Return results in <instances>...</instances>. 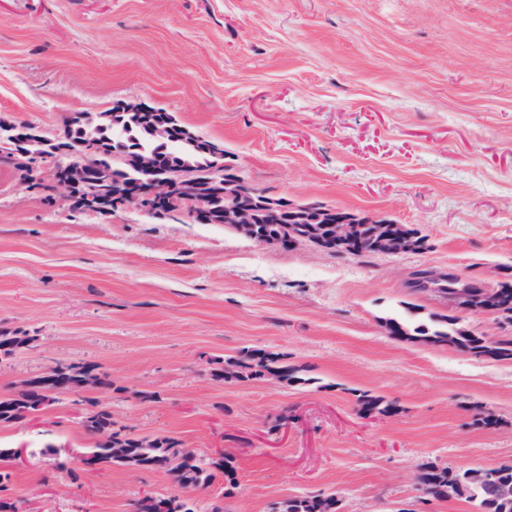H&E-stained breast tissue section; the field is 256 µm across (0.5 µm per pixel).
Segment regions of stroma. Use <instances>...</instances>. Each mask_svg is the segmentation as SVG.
Instances as JSON below:
<instances>
[{
	"label": "stroma",
	"instance_id": "stroma-1",
	"mask_svg": "<svg viewBox=\"0 0 512 512\" xmlns=\"http://www.w3.org/2000/svg\"><path fill=\"white\" fill-rule=\"evenodd\" d=\"M173 113L269 196L414 229L425 248L361 265L310 242L261 246L221 224L101 216L30 191L0 164V397L56 365L112 387L0 423L16 512H134L164 471L101 463L83 421L211 457L195 512H272L335 495L340 512H415L413 477L512 464V358L418 336L442 320L512 336L414 288L422 268L493 287L512 266V0H0V120L55 137L114 104ZM296 368L249 377L245 351ZM367 391L395 412H358ZM60 454L48 453V446Z\"/></svg>",
	"mask_w": 512,
	"mask_h": 512
}]
</instances>
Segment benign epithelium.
<instances>
[{
	"label": "benign epithelium",
	"instance_id": "benign-epithelium-1",
	"mask_svg": "<svg viewBox=\"0 0 512 512\" xmlns=\"http://www.w3.org/2000/svg\"><path fill=\"white\" fill-rule=\"evenodd\" d=\"M112 111L134 112L144 123L153 125L154 137L166 142L172 137L201 146V150L217 158L210 167L214 178L203 182L193 166L185 164L168 170L155 154L133 156L138 177L129 180L112 174L111 164L99 159L103 151L94 143L85 148L79 157L86 161H71L61 165L66 170L62 175L49 172L57 197L64 203L76 205L82 210L111 215L109 204L119 198L122 207L136 210L153 218L184 216L194 222L215 221L232 226L260 245H292L309 240L321 229L320 238L324 248L345 251L371 247L380 253L397 254L410 248V238L404 230L390 225L385 219L370 218L367 224L371 231L364 237L352 235L349 220L342 215L316 206L294 207L287 200L268 197L252 187L238 171H224L229 162L224 153L183 127L175 132L171 123L155 116L157 108L147 105L117 103ZM0 140L19 146L16 155L25 168L35 171L46 158L59 154L71 156L75 151L66 139L50 140L26 123H0ZM289 224L285 236H270L268 224ZM413 287L444 294L461 310L480 312L475 305L476 296L472 280L453 271L423 269L411 277ZM497 468L476 469L468 475L473 483L488 487L500 500L512 502V483L498 480Z\"/></svg>",
	"mask_w": 512,
	"mask_h": 512
}]
</instances>
